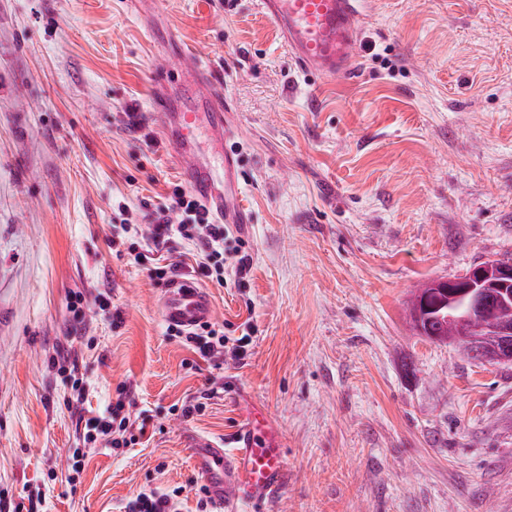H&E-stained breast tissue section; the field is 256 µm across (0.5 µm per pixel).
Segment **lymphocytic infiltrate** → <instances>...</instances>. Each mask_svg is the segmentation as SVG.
I'll return each mask as SVG.
<instances>
[{"label":"lymphocytic infiltrate","mask_w":512,"mask_h":512,"mask_svg":"<svg viewBox=\"0 0 512 512\" xmlns=\"http://www.w3.org/2000/svg\"><path fill=\"white\" fill-rule=\"evenodd\" d=\"M122 230V235L113 237L112 248L117 254H130L139 265L149 263L154 245L180 238L195 246L197 265L215 287H241L250 271L246 241L234 235L231 225L216 223L203 203L177 184L171 185L161 204L146 205L137 216L124 218ZM184 338L195 353L209 360L226 354L242 357L250 341L245 334L228 342L223 332L208 322L185 333ZM125 407V400L120 399L102 414L86 420L83 446L74 450L68 463V484H76L88 449L129 446L130 419Z\"/></svg>","instance_id":"1"}]
</instances>
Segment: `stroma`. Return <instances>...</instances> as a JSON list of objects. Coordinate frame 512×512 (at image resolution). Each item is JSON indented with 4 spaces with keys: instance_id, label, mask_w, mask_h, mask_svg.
<instances>
[{
    "instance_id": "1",
    "label": "stroma",
    "mask_w": 512,
    "mask_h": 512,
    "mask_svg": "<svg viewBox=\"0 0 512 512\" xmlns=\"http://www.w3.org/2000/svg\"><path fill=\"white\" fill-rule=\"evenodd\" d=\"M253 2L0 0V489L39 512H121L177 488L201 512L183 434L229 435L248 400L286 445L264 512H512V366L408 323L420 283L512 254V0H371L352 72L328 80ZM192 57L235 114L251 269L211 287L179 239L160 261L207 289L225 336L253 326L219 368L167 333L164 285L110 246L119 206L181 180L148 114L156 73ZM75 291L110 307L75 320ZM57 357L79 363L83 416ZM125 388L135 444L90 450L70 488L83 417Z\"/></svg>"
}]
</instances>
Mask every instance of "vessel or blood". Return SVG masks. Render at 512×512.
<instances>
[{"instance_id":"b4317fda","label":"vessel or blood","mask_w":512,"mask_h":512,"mask_svg":"<svg viewBox=\"0 0 512 512\" xmlns=\"http://www.w3.org/2000/svg\"><path fill=\"white\" fill-rule=\"evenodd\" d=\"M366 0H255L258 12L270 21L294 60L307 73L323 78L349 73L359 39ZM190 98L172 111L167 90L177 78L164 72L156 77L158 94L152 118L176 155L186 186L201 200L215 221L247 224L250 213L240 204L239 162L225 154L224 167L215 170L196 151L200 127L220 138H231L236 121L212 68L189 64ZM211 300L203 288L179 277L168 282L162 303L167 326L187 331L208 321ZM192 462L217 512H261L285 483L282 433L265 413L243 411L230 438L217 442L190 435Z\"/></svg>"}]
</instances>
